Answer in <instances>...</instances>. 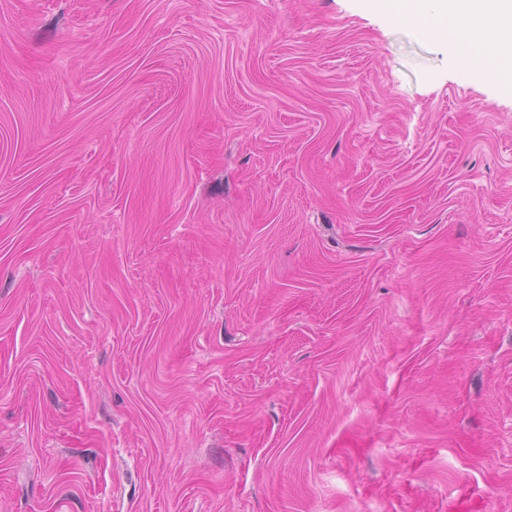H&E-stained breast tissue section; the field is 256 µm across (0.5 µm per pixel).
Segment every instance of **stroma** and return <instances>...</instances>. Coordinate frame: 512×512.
Masks as SVG:
<instances>
[{"mask_svg": "<svg viewBox=\"0 0 512 512\" xmlns=\"http://www.w3.org/2000/svg\"><path fill=\"white\" fill-rule=\"evenodd\" d=\"M0 512H512V93L360 0H0Z\"/></svg>", "mask_w": 512, "mask_h": 512, "instance_id": "stroma-1", "label": "stroma"}]
</instances>
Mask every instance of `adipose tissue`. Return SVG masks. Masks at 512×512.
Listing matches in <instances>:
<instances>
[{
  "label": "adipose tissue",
  "mask_w": 512,
  "mask_h": 512,
  "mask_svg": "<svg viewBox=\"0 0 512 512\" xmlns=\"http://www.w3.org/2000/svg\"><path fill=\"white\" fill-rule=\"evenodd\" d=\"M367 8L446 39L469 70L491 84H512V0H364Z\"/></svg>",
  "instance_id": "obj_1"
}]
</instances>
